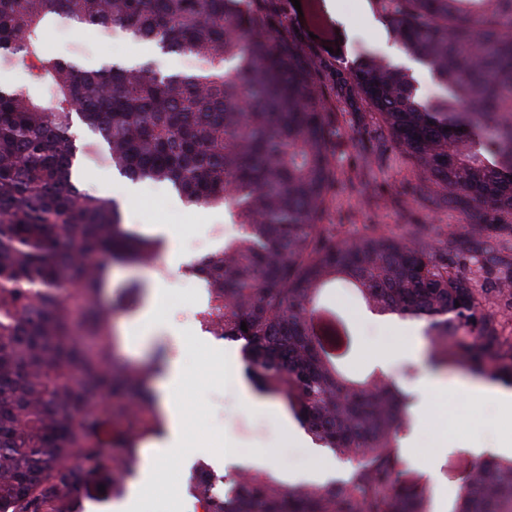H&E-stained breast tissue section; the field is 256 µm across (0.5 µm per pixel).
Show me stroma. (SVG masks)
Wrapping results in <instances>:
<instances>
[{
	"mask_svg": "<svg viewBox=\"0 0 512 512\" xmlns=\"http://www.w3.org/2000/svg\"><path fill=\"white\" fill-rule=\"evenodd\" d=\"M280 30L294 33L312 58L325 93V106L336 118L340 134L333 145L337 168L334 200L324 221L349 234L375 225L384 232L404 233L421 224L488 223L485 211L461 218L457 212L436 204L418 190L417 178L406 168L394 146L378 140V116L360 98L345 93L342 80L352 61L373 50L403 61L401 49L373 12L369 0H277ZM339 53H331V46ZM43 53L73 57L85 66L107 61L139 59L166 71H191L196 59L179 54H162L129 40L123 32H96L72 27L65 22L46 26L40 35ZM72 134L83 149L80 157L81 187L93 195L115 199L124 223L143 234L159 236L164 246L148 265H116L104 303L114 305L112 335L117 358L132 366L151 363L157 353L166 361L187 363L190 381L173 392L184 412L183 434L191 456L183 466L158 464L161 484L149 483L144 471L128 481L139 490L142 512H194L190 488L200 469L222 474L226 450H234L255 466L270 467L285 484L294 472L314 468L316 459L289 431L295 419L285 403L275 396H258L246 378L239 344L191 332L193 312L201 301L197 284L183 274L185 264L213 250L235 233L223 211L184 207L162 184L140 182L134 194L126 192V178L97 162L100 139L82 122H74ZM144 288L141 296L128 300L125 293L134 285ZM165 289L163 308L154 312L163 322L180 326L176 336H146L137 332L135 319L151 306L155 286ZM334 300L355 322L359 351L350 364L352 373L373 370L372 352L382 348L394 352L387 371L401 389L410 420L400 433V453L406 466L419 474L432 498L434 512H448L463 472L459 461L476 462L498 456L496 438L512 434V418L496 415L488 402L473 400L466 390L476 378L465 368L448 365L434 368L429 341L419 323L409 330L393 321L372 316L360 305L355 293L339 290ZM436 378L443 392L419 399L428 378Z\"/></svg>",
	"mask_w": 512,
	"mask_h": 512,
	"instance_id": "obj_1",
	"label": "stroma"
}]
</instances>
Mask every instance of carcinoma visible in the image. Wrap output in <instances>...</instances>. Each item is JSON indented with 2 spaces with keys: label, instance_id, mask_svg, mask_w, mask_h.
<instances>
[{
  "label": "carcinoma",
  "instance_id": "cac0c4a2",
  "mask_svg": "<svg viewBox=\"0 0 512 512\" xmlns=\"http://www.w3.org/2000/svg\"><path fill=\"white\" fill-rule=\"evenodd\" d=\"M371 4L443 94L421 99L409 68L371 53L345 85L424 188L464 214L491 208L512 233V0ZM57 20L118 28L200 67L49 57L39 35ZM15 61L48 100L0 83V512H78L101 485L119 497L140 443L163 432L149 386L163 357L137 370L118 360L100 301L109 265L149 262L163 240L124 224L114 199L77 188L75 117L123 177L165 184L188 208H224L236 235L185 264L203 290L201 328L240 343L255 389L348 464L299 488L252 468L224 499L201 475L205 512H433L398 451L407 418L396 383L345 372L358 344L324 296L345 283L371 314L421 323L435 365L511 387L512 336L491 309H512V261L497 287L481 288L472 261L448 260L454 242L487 226L336 237L322 219L338 130L301 45L272 33L260 0H0V67ZM451 512H512V460L468 465Z\"/></svg>",
  "mask_w": 512,
  "mask_h": 512
}]
</instances>
